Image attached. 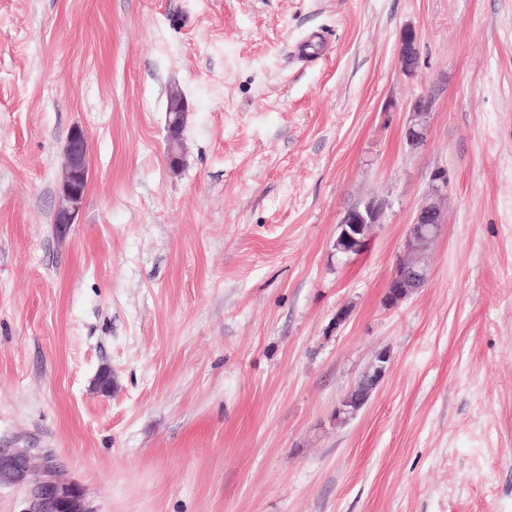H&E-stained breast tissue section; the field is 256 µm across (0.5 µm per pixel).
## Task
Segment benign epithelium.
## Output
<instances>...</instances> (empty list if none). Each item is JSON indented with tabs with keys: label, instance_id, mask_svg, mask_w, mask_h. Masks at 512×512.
Instances as JSON below:
<instances>
[{
	"label": "benign epithelium",
	"instance_id": "7a95c632",
	"mask_svg": "<svg viewBox=\"0 0 512 512\" xmlns=\"http://www.w3.org/2000/svg\"><path fill=\"white\" fill-rule=\"evenodd\" d=\"M419 56L418 32L408 27L399 37L398 57L401 70L407 74L412 73ZM426 111L425 100L416 98L405 132L406 145L412 151L422 148L427 141L428 125L424 120ZM63 156L65 163L58 182V206L55 212L56 223L62 231L75 223L84 205L89 182L88 135L83 127L76 125L71 128ZM382 214L383 207L379 204H369L363 212H344L339 223L352 225V228L346 230L345 237L350 248L356 249L358 245L366 243L365 239L356 237L360 225L377 224ZM442 224L444 214L439 204L431 198L425 199L409 225L403 256L388 284V287L396 289V301L405 299L426 283L429 270L418 268L413 263L412 256L428 238L440 232ZM389 362L390 355L387 350L382 349L376 353L369 370L366 371V385L369 387L367 394H372V390L383 379ZM35 458L36 453L32 448H13L8 451L0 449V483L26 488V512H89L79 486L48 462L40 470H35Z\"/></svg>",
	"mask_w": 512,
	"mask_h": 512
}]
</instances>
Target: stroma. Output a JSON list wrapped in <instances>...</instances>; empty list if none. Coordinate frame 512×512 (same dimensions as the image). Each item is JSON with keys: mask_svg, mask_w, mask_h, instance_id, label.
I'll list each match as a JSON object with an SVG mask.
<instances>
[{"mask_svg": "<svg viewBox=\"0 0 512 512\" xmlns=\"http://www.w3.org/2000/svg\"><path fill=\"white\" fill-rule=\"evenodd\" d=\"M77 124L90 178L62 234ZM438 169L430 278L385 306ZM370 200L380 224L338 260L340 217ZM382 349L383 381L336 421ZM18 446L90 512H512V0H0V448ZM420 56V39L418 32L412 28H405L400 34L398 44V57L401 70L404 73H412L415 70ZM426 102L423 97H417L412 105L409 121L406 126L405 142L410 150L422 148L428 138V125L425 124ZM63 156L65 163L58 182V206L55 212L60 231L75 224L84 205L89 182L88 135L82 126H73L69 131Z\"/></svg>", "mask_w": 512, "mask_h": 512, "instance_id": "35a3bbf8", "label": "stroma"}]
</instances>
